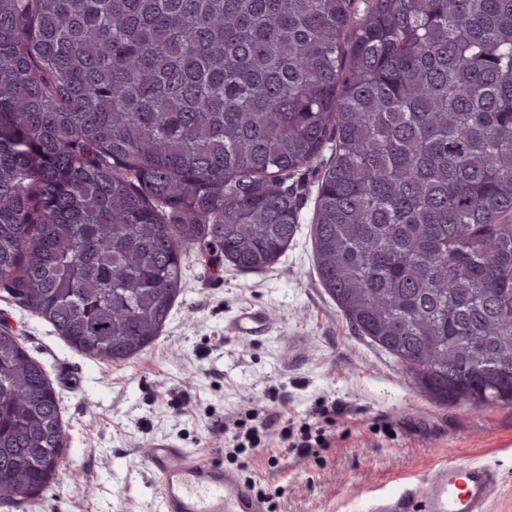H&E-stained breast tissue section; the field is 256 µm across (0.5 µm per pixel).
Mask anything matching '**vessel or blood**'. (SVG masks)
I'll use <instances>...</instances> for the list:
<instances>
[{
  "instance_id": "obj_1",
  "label": "vessel or blood",
  "mask_w": 512,
  "mask_h": 512,
  "mask_svg": "<svg viewBox=\"0 0 512 512\" xmlns=\"http://www.w3.org/2000/svg\"><path fill=\"white\" fill-rule=\"evenodd\" d=\"M264 313L244 312L236 331L253 336L263 331ZM162 494L160 512H264L238 473L209 462L186 459L183 449L158 441L149 450ZM500 484L498 471L473 462L435 467L421 503L423 512H487Z\"/></svg>"
}]
</instances>
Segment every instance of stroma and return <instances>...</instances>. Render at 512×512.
Segmentation results:
<instances>
[{
    "instance_id": "obj_1",
    "label": "stroma",
    "mask_w": 512,
    "mask_h": 512,
    "mask_svg": "<svg viewBox=\"0 0 512 512\" xmlns=\"http://www.w3.org/2000/svg\"><path fill=\"white\" fill-rule=\"evenodd\" d=\"M333 156L285 179L299 231L271 267L241 271L188 253L181 292L161 335L122 362L89 358L0 285V330L19 337L51 379L67 452L45 496L0 502V512H157L160 484L147 459L159 440L231 468L224 429L245 413L279 412L295 425L335 407L328 448L302 458L270 438L248 473L275 512H368L381 497L419 501L439 463L496 466L489 512H512V405L441 403L412 373L360 336L319 282L312 224ZM265 312L257 336L232 326Z\"/></svg>"
}]
</instances>
